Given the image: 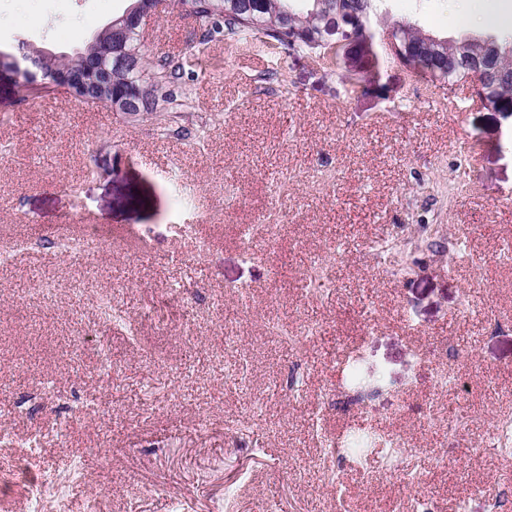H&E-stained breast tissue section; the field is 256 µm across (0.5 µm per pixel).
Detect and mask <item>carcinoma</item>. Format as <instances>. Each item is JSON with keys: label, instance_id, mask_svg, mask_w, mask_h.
<instances>
[{"label": "carcinoma", "instance_id": "1", "mask_svg": "<svg viewBox=\"0 0 512 512\" xmlns=\"http://www.w3.org/2000/svg\"><path fill=\"white\" fill-rule=\"evenodd\" d=\"M181 0L191 6L200 22V44L208 46L230 36L240 43L258 38L267 44H278L288 50L313 55L323 61L335 58L330 41L338 19L352 17L357 22L356 32L361 38L373 37L372 20L378 0ZM399 52L393 57L403 66L427 81L453 84L471 80L485 106L497 112H512V65L504 62L512 57V34L489 35L476 40L488 45V51H477L472 59L461 60L459 45L469 36L448 39L423 32L409 22H395L391 26ZM112 43V60L101 56L100 43ZM129 58L143 62L140 27L121 16L112 20V34L100 30L68 55L47 57L38 48L25 42L18 43L15 51L0 49V67L16 72L29 96L54 98L61 91L53 84L61 67L73 70L94 63L111 71L107 86L89 88L83 94L67 95L86 103L103 104L111 99L132 97L130 109L140 117L155 118L162 111L188 106V97L173 90L183 77L185 63L167 57L159 70L148 77L144 69H131L119 65ZM375 438L366 433L347 435L346 445L360 452L372 447Z\"/></svg>", "mask_w": 512, "mask_h": 512}]
</instances>
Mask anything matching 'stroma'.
Listing matches in <instances>:
<instances>
[{
	"label": "stroma",
	"mask_w": 512,
	"mask_h": 512,
	"mask_svg": "<svg viewBox=\"0 0 512 512\" xmlns=\"http://www.w3.org/2000/svg\"><path fill=\"white\" fill-rule=\"evenodd\" d=\"M127 5L0 0V48L72 52ZM461 7L380 0L372 56L330 69L225 39L172 120L33 104L0 71V241L24 243L0 259V512H512V456L486 450L512 420V112L382 47L396 20L484 33ZM200 34L172 0L143 53ZM82 234L98 247L71 256ZM344 349L378 395L317 419ZM354 426L399 433L411 483L337 469L325 441ZM43 479L63 493L36 507Z\"/></svg>",
	"instance_id": "obj_1"
}]
</instances>
